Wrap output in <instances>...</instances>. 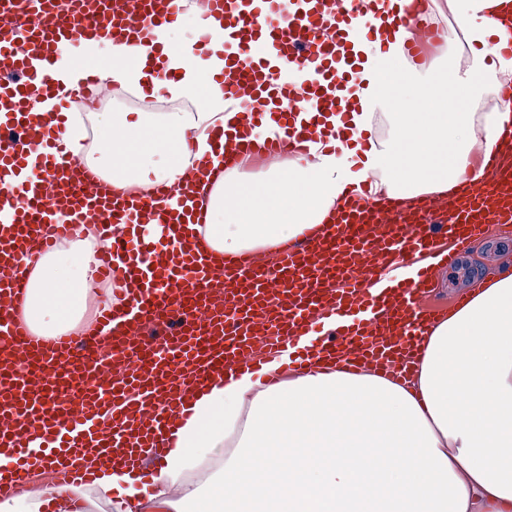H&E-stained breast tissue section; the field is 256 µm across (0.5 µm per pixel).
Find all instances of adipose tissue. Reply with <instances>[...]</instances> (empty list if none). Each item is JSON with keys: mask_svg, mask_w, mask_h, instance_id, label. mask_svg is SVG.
Segmentation results:
<instances>
[{"mask_svg": "<svg viewBox=\"0 0 512 512\" xmlns=\"http://www.w3.org/2000/svg\"><path fill=\"white\" fill-rule=\"evenodd\" d=\"M451 15L470 55L443 79L416 87L422 69L401 43L386 52L361 44L356 87L363 109L330 116L349 131L333 148L308 142L305 153L248 179L231 150L217 151L211 132L240 126L217 76L224 69L223 32L187 0L194 33L211 36L207 56L193 43L172 45L161 81L149 61L169 32L134 47L107 38L85 42L105 55L102 82L141 97L166 89L195 102L192 112H72L64 137L74 159L98 167L105 185L148 191L184 178L210 157L214 177L201 188L206 222L202 251L223 261L316 233L329 224L350 189L372 199L452 197L459 182L484 176L486 154L512 127V105H487L488 88L512 86V31L500 25L512 0H429L427 17ZM425 111H412L415 101ZM394 109L388 138L372 133L376 109ZM79 225L73 238L31 249L21 305L33 335L75 331L98 294L97 254L109 248ZM408 379L350 373L328 364L277 379L280 355L262 374L244 371L193 387L190 407L155 453L153 490L136 473L100 466L90 484L59 478L0 494V512H512V259L480 275L462 303L441 316L415 345Z\"/></svg>", "mask_w": 512, "mask_h": 512, "instance_id": "adipose-tissue-1", "label": "adipose tissue"}]
</instances>
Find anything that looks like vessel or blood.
I'll list each match as a JSON object with an SVG mask.
<instances>
[{
	"instance_id": "vessel-or-blood-1",
	"label": "vessel or blood",
	"mask_w": 512,
	"mask_h": 512,
	"mask_svg": "<svg viewBox=\"0 0 512 512\" xmlns=\"http://www.w3.org/2000/svg\"><path fill=\"white\" fill-rule=\"evenodd\" d=\"M23 2L0 0V448L13 454L7 475L14 490L45 463L91 482L94 471L69 463L98 448L111 465L146 472L151 448L183 419L189 386L238 369L260 371L291 345L293 372L342 355L352 372L371 363L393 368V356L441 315L428 303L433 272L424 259L454 266L471 228L512 223V149L495 148L485 158L486 179L460 182L452 200L390 198L377 205L352 192L333 223L283 243L275 262L244 252L218 266L194 246L205 216L193 205L190 181L158 185L146 197L108 195L92 167L61 164L70 98L48 74L63 44L88 36L135 44L141 34L179 24L185 0H69V22L57 20L58 0H35L27 14ZM201 2L224 30L218 82L225 100L245 110L265 103V121L287 133L256 143L240 132L243 155L336 140L324 117L358 110L357 99L335 91L359 72L355 40L376 42V20L387 19V39L402 40L412 59L434 38L422 0ZM36 91L56 100L37 121L30 113ZM300 112L309 121L291 126ZM167 199L176 208H157ZM61 212L69 223L59 222ZM78 224L111 239L97 276L128 301L101 310L82 335L45 343L14 313L28 285L25 258L34 246L71 236ZM149 224L164 236L150 237ZM171 228L180 234L174 244ZM413 264L417 278L375 293L378 282ZM329 311L338 321L326 331L320 319ZM312 332L318 341L298 347Z\"/></svg>"
}]
</instances>
